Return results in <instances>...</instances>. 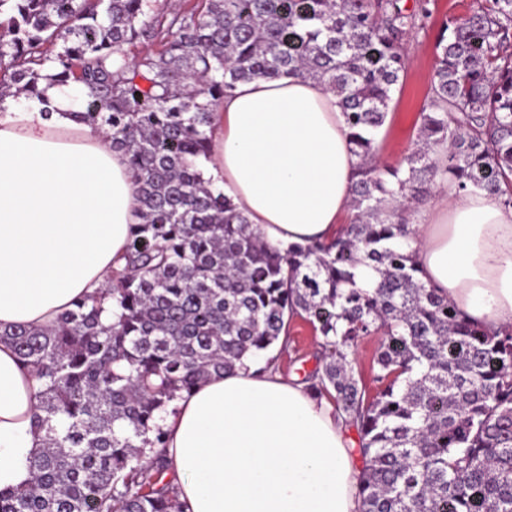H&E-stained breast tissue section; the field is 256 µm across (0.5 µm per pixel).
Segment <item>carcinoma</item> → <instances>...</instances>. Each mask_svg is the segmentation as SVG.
<instances>
[{"label":"carcinoma","instance_id":"cac0c4a2","mask_svg":"<svg viewBox=\"0 0 512 512\" xmlns=\"http://www.w3.org/2000/svg\"><path fill=\"white\" fill-rule=\"evenodd\" d=\"M0 0V103L79 86L138 187L126 264L47 328L0 332L37 381L44 448L0 512H185L165 480L170 402L281 344L320 337L302 382L358 438V512H512V325L472 322L417 276L403 243L436 179L512 206V0H473L437 44L407 165L377 135L431 0ZM151 50L135 59L126 46ZM302 74L339 100L353 152L351 221L280 249L200 168L214 106L237 83ZM380 277L356 287L359 267ZM381 336L377 387L353 349ZM154 438H147L148 433Z\"/></svg>","mask_w":512,"mask_h":512}]
</instances>
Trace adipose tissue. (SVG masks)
I'll return each mask as SVG.
<instances>
[{
	"mask_svg": "<svg viewBox=\"0 0 512 512\" xmlns=\"http://www.w3.org/2000/svg\"><path fill=\"white\" fill-rule=\"evenodd\" d=\"M79 91L0 105V330L43 328L103 291L138 221L126 154L75 122ZM208 174L264 240H329L350 209L357 159L337 98L294 74L236 85L215 108ZM413 263L473 322L512 324V207L436 183L411 227ZM35 382L0 342V489L30 478L44 445ZM160 425L185 512H356L352 440L333 403L277 370L237 369L175 402Z\"/></svg>",
	"mask_w": 512,
	"mask_h": 512,
	"instance_id": "obj_1",
	"label": "adipose tissue"
}]
</instances>
